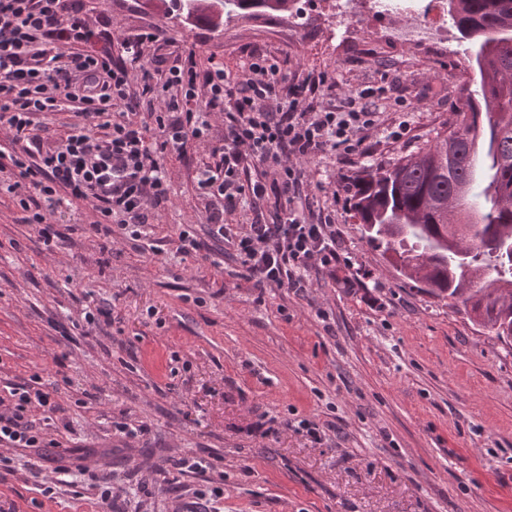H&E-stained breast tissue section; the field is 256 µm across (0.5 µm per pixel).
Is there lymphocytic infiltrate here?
I'll return each instance as SVG.
<instances>
[{"mask_svg":"<svg viewBox=\"0 0 512 512\" xmlns=\"http://www.w3.org/2000/svg\"><path fill=\"white\" fill-rule=\"evenodd\" d=\"M98 38L83 0H0V128L13 145L0 150V173L18 175L13 190L24 221L38 226L45 246L60 238L48 214L80 202L91 204L96 234L139 240L150 212L169 199L161 156L207 140L209 114L219 110L224 135L211 145L196 190L209 200L211 236L227 242L253 288L300 294L310 269L332 276L347 263L329 218L300 205L307 184L299 163L368 153L366 134L378 120L368 101L385 96L386 84L317 109L306 99L332 94L335 81L325 73L285 97L284 74L261 57L239 77L218 65L199 69L195 51L166 52L151 27L118 39L114 53L93 49ZM146 48L152 66L142 70ZM145 99L162 104L151 125L139 113ZM63 107L74 124L45 139L48 118ZM270 198L269 221L261 205ZM241 211L250 212L249 223H230ZM38 408L57 411L37 374L0 396L1 448L57 447L31 418Z\"/></svg>","mask_w":512,"mask_h":512,"instance_id":"1","label":"lymphocytic infiltrate"}]
</instances>
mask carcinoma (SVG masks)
<instances>
[{"label":"carcinoma","mask_w":512,"mask_h":512,"mask_svg":"<svg viewBox=\"0 0 512 512\" xmlns=\"http://www.w3.org/2000/svg\"><path fill=\"white\" fill-rule=\"evenodd\" d=\"M206 0H171L174 15L212 24ZM294 0H224V20L284 14ZM469 44L475 89L464 90L448 135L349 186L363 236L402 268L413 286L463 308L512 346V0H448ZM391 224H418L405 235ZM448 234V248L434 241Z\"/></svg>","instance_id":"carcinoma-1"}]
</instances>
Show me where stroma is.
I'll return each instance as SVG.
<instances>
[{"label": "stroma", "instance_id": "1", "mask_svg": "<svg viewBox=\"0 0 512 512\" xmlns=\"http://www.w3.org/2000/svg\"><path fill=\"white\" fill-rule=\"evenodd\" d=\"M84 3L95 30L157 28L204 67L242 74L260 54L289 86L328 74L340 100L384 74L394 88L371 104L366 156L302 164L312 208L331 216L351 264L310 273L300 295L252 288L206 235L194 185L205 148L165 155L170 200L134 243L95 234L84 203L76 216L56 211L64 241L46 251L7 190L13 176H0V390L35 374L53 384L49 434L62 444L54 464L8 450L0 512H179L216 486L212 512H512V347L407 284L343 194L361 169L446 133L475 77L458 31L439 53L389 44L397 17L353 21L337 0H300L283 24L260 15L219 30L173 19L165 0ZM363 28L373 41L359 40ZM399 121L409 130L396 142ZM184 229L200 243L189 255L176 251ZM92 301L111 307V324H81ZM182 457L203 471L179 472ZM94 473L111 474L113 507Z\"/></svg>", "mask_w": 512, "mask_h": 512}]
</instances>
